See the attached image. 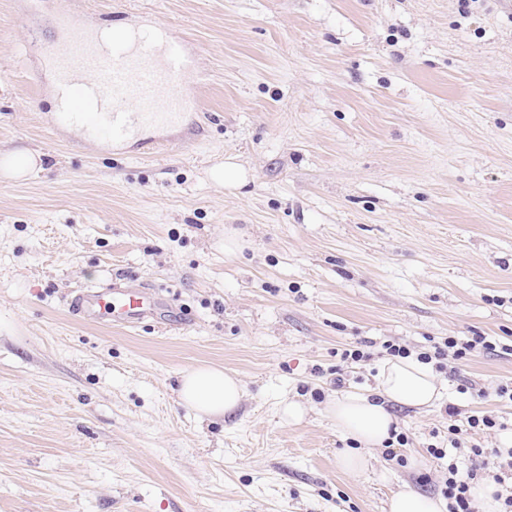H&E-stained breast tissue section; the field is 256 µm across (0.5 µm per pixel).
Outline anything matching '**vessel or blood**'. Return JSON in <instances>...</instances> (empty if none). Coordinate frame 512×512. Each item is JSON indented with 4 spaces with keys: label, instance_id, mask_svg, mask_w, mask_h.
Listing matches in <instances>:
<instances>
[{
    "label": "vessel or blood",
    "instance_id": "vessel-or-blood-1",
    "mask_svg": "<svg viewBox=\"0 0 512 512\" xmlns=\"http://www.w3.org/2000/svg\"><path fill=\"white\" fill-rule=\"evenodd\" d=\"M59 23L68 37L43 58L60 104L56 126L80 128L89 141L116 151L134 139L149 156L168 146L167 129L198 101L188 81L195 59L179 52L170 33L152 22L107 35L67 14ZM158 301L156 291L115 283L82 289L69 308L87 324L132 328Z\"/></svg>",
    "mask_w": 512,
    "mask_h": 512
}]
</instances>
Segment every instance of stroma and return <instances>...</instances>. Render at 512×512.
<instances>
[{"label": "stroma", "mask_w": 512, "mask_h": 512, "mask_svg": "<svg viewBox=\"0 0 512 512\" xmlns=\"http://www.w3.org/2000/svg\"><path fill=\"white\" fill-rule=\"evenodd\" d=\"M91 25L148 16L198 57L200 108L178 146L140 158L57 136L37 58L64 6ZM37 12L40 22L26 19ZM0 512H387L430 496L449 462L446 404L512 430V406L460 385L512 381L476 352L427 412L396 405L403 463L349 442L323 413L375 384L385 341L512 345V0H0ZM235 161L240 186L207 171ZM245 241L224 253L227 230ZM163 290L174 326L84 324L71 293L116 277ZM370 342V359L340 350ZM199 364L237 374L234 414L177 395ZM302 420H285L288 402ZM36 165L34 156L27 151H13L0 156V170L3 176L21 178L30 173Z\"/></svg>", "instance_id": "stroma-1"}]
</instances>
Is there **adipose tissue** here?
I'll return each instance as SVG.
<instances>
[{"mask_svg": "<svg viewBox=\"0 0 512 512\" xmlns=\"http://www.w3.org/2000/svg\"><path fill=\"white\" fill-rule=\"evenodd\" d=\"M443 393L442 383L426 364L413 357H397L382 364L374 389L345 392L332 398L326 408L328 417L343 436L356 444L355 449L340 455V468L352 474L367 469L368 449L384 445L396 424L390 404L426 410ZM243 397L241 381L219 367L199 366L181 378V402L202 419L233 414Z\"/></svg>", "mask_w": 512, "mask_h": 512, "instance_id": "obj_1", "label": "adipose tissue"}]
</instances>
